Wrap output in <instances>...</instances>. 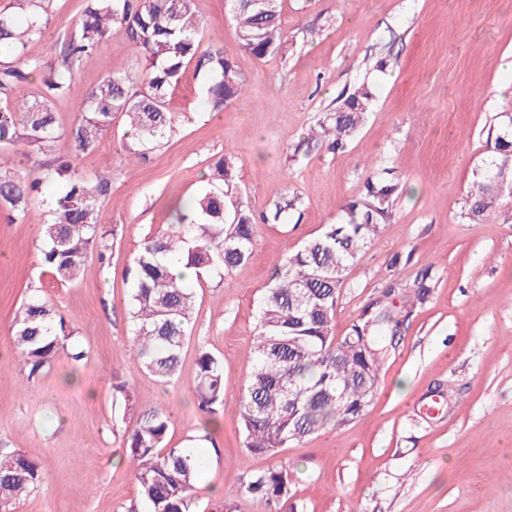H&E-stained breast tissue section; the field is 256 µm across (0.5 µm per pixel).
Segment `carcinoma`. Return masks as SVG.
I'll use <instances>...</instances> for the list:
<instances>
[{
	"instance_id": "carcinoma-1",
	"label": "carcinoma",
	"mask_w": 512,
	"mask_h": 512,
	"mask_svg": "<svg viewBox=\"0 0 512 512\" xmlns=\"http://www.w3.org/2000/svg\"><path fill=\"white\" fill-rule=\"evenodd\" d=\"M12 2V11L0 12V147L15 148L30 165L19 174L0 168V209L23 219L44 187L60 186L48 201L51 220L41 225L43 262L54 280L72 283L91 255L106 260L110 244L98 224V204L111 186L105 177L94 183L84 179L69 162L39 160L60 136L53 103L69 96L75 71L95 56L112 29L124 31L142 78L108 72L83 98L70 137L77 153L90 152L121 115L130 127L123 148L140 161L148 160L178 129L169 95L187 65L210 75L206 96L215 111L243 91L245 79L221 50L201 49L194 0H83L78 31L63 43L57 66L26 55L27 45L44 33L53 0ZM279 8L280 0L267 8L259 0L231 3L241 44L258 59L285 53ZM34 74L41 77L38 97L25 92ZM372 104L367 84L354 87L318 121L313 136L333 153L344 151ZM488 140L494 142L492 155L476 170V188L468 192L461 213L468 221L489 219L500 206L499 186L512 181V111L497 114ZM213 180L211 189L176 210V222L143 240L131 270L133 370L160 380L178 372L195 298L187 283L169 271L167 255L181 254L199 278H221L253 254L256 224L252 211L234 199L235 162L218 160ZM400 190L396 176H368L359 196L345 206L341 223L323 225L279 260L276 280L259 303L256 339L248 356L240 418L249 451L275 456L328 427L346 426L375 397L381 370L403 326L392 302L401 288L386 285L341 338L333 332V321L347 270L392 217ZM296 203L294 198L284 200L263 217L264 223L286 224ZM432 269L427 266L412 288L419 304L435 288ZM11 336L29 379L60 353L75 362L85 358L64 318L35 294L16 314ZM194 394L198 409L208 415L224 400V361L205 349L197 359ZM170 425L167 410L151 406L124 434L140 498L149 512H190L192 493L207 465L195 448L165 447ZM41 477L40 465L24 452H0V504L16 509ZM290 484L288 469L275 465L253 474L237 495L276 498L286 506Z\"/></svg>"
}]
</instances>
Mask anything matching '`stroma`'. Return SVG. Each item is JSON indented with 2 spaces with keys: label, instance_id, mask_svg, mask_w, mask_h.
<instances>
[{
  "label": "stroma",
  "instance_id": "35a3bbf8",
  "mask_svg": "<svg viewBox=\"0 0 512 512\" xmlns=\"http://www.w3.org/2000/svg\"><path fill=\"white\" fill-rule=\"evenodd\" d=\"M285 55L245 51L225 0H196L204 45L223 51L244 91L211 111L206 75L188 65L170 94L178 131L148 161L122 146L116 120L95 149L76 158L68 136L89 89L111 71L136 72L122 30H113L55 101L61 132L54 157L76 160L80 176L105 173L111 191L98 222L109 233L106 263L89 260L78 281L55 282L42 263L41 203L22 220L0 213V448L19 449L42 470L17 512H119L139 497L123 442L140 408L171 415L166 444L201 440L208 467L193 512L231 501L235 512H280L240 498L257 472L285 462L291 512H512V206L478 223L460 213L474 172L493 148L487 132L512 94V0H281ZM83 0H54L43 37L27 53L56 63L75 34ZM368 84L371 112L344 152L306 137L337 98ZM236 163L237 193L259 224L251 259L223 278L193 281L191 334L176 378L129 373L130 281L144 237L174 220L176 204L207 191L215 163ZM395 169L401 191L378 239L349 268L334 332L343 336L389 282L412 287L424 266L436 285L414 305L381 372L373 403L339 429L296 444L281 458L250 452L239 405L256 334L258 304L276 263L343 217L366 177ZM297 198L284 226L261 221ZM48 300L86 352L58 357L37 379L12 359L10 328L32 294ZM224 361V401L204 419L193 398L196 360ZM128 379L136 408L113 398Z\"/></svg>",
  "mask_w": 512,
  "mask_h": 512
}]
</instances>
